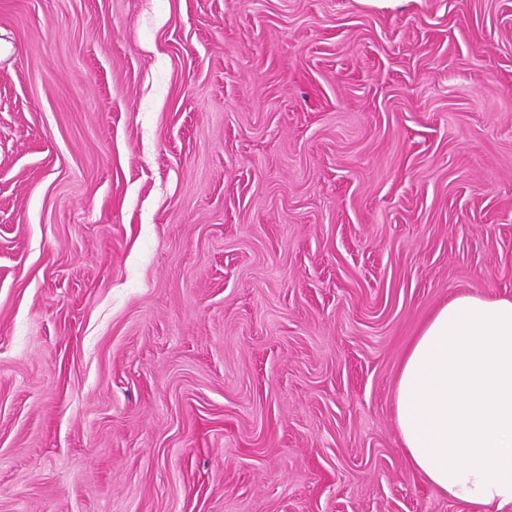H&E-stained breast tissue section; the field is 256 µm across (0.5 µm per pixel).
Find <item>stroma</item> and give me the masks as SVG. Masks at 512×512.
Listing matches in <instances>:
<instances>
[{"instance_id": "35a3bbf8", "label": "stroma", "mask_w": 512, "mask_h": 512, "mask_svg": "<svg viewBox=\"0 0 512 512\" xmlns=\"http://www.w3.org/2000/svg\"><path fill=\"white\" fill-rule=\"evenodd\" d=\"M512 298V0H0V512H468L403 357Z\"/></svg>"}]
</instances>
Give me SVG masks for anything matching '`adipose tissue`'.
I'll use <instances>...</instances> for the list:
<instances>
[{
	"label": "adipose tissue",
	"instance_id": "adipose-tissue-1",
	"mask_svg": "<svg viewBox=\"0 0 512 512\" xmlns=\"http://www.w3.org/2000/svg\"><path fill=\"white\" fill-rule=\"evenodd\" d=\"M394 415L410 466L471 512L512 508V299L462 293L409 345Z\"/></svg>",
	"mask_w": 512,
	"mask_h": 512
}]
</instances>
